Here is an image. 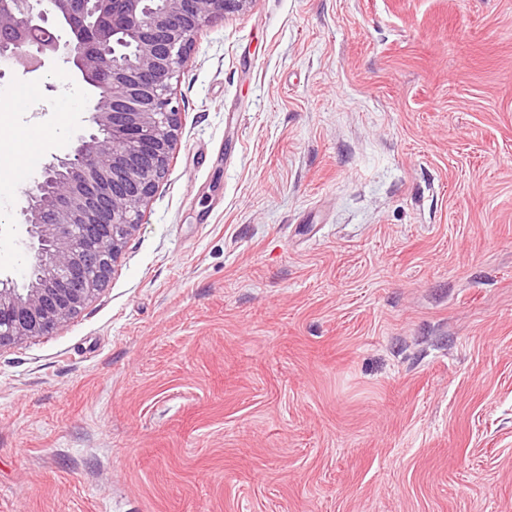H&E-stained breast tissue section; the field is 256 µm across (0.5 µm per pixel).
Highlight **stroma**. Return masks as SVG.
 <instances>
[{
    "label": "stroma",
    "mask_w": 512,
    "mask_h": 512,
    "mask_svg": "<svg viewBox=\"0 0 512 512\" xmlns=\"http://www.w3.org/2000/svg\"><path fill=\"white\" fill-rule=\"evenodd\" d=\"M173 92L108 284L0 349V512H512V0H250ZM18 94L36 177L93 92Z\"/></svg>",
    "instance_id": "1"
}]
</instances>
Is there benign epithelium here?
Wrapping results in <instances>:
<instances>
[{
    "mask_svg": "<svg viewBox=\"0 0 512 512\" xmlns=\"http://www.w3.org/2000/svg\"><path fill=\"white\" fill-rule=\"evenodd\" d=\"M249 2L0 0V64H72L96 126L23 190L34 262L27 287L0 279V349L52 335L103 289L177 144L173 79L198 31ZM76 21L75 40L56 33ZM127 42L133 55H116Z\"/></svg>",
    "mask_w": 512,
    "mask_h": 512,
    "instance_id": "benign-epithelium-1",
    "label": "benign epithelium"
}]
</instances>
